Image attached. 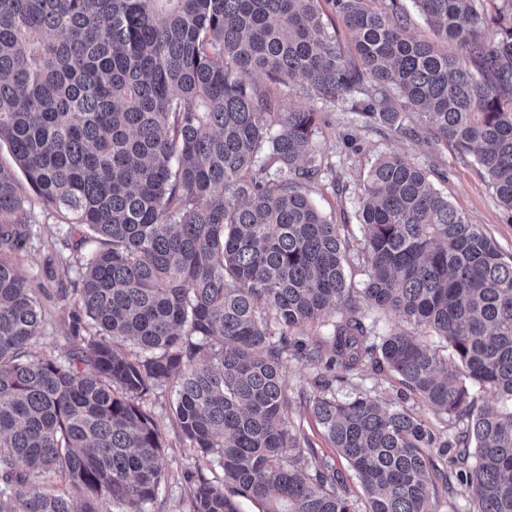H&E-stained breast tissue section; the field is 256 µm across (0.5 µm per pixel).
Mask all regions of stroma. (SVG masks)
Instances as JSON below:
<instances>
[{
  "mask_svg": "<svg viewBox=\"0 0 512 512\" xmlns=\"http://www.w3.org/2000/svg\"><path fill=\"white\" fill-rule=\"evenodd\" d=\"M323 112L324 122L317 142L329 161L335 164L339 183L333 186L325 180L312 185L310 196L322 211L333 216L336 223L357 224L358 197L370 167L380 154L395 150L410 162L431 168L430 178L435 187L469 223L479 225L504 259L512 258V213L498 202L487 178L475 165L460 160L451 148L436 146L427 140L393 141L372 129H351L346 104L324 107ZM28 207L36 222L27 244L12 262L33 289L42 308L43 334L33 346V353H49L62 359L69 350L65 335L73 304L59 299L57 290L61 282L74 277L77 256L60 243L67 231L62 217L33 195L28 198ZM283 362L291 398L288 408L291 429L307 438L322 453L334 455L335 450L321 425L310 408L298 399L301 390L312 389L317 370L300 362L290 352L284 354ZM401 389L393 373L368 368L350 375L347 383L337 386L336 394L345 398L361 391L393 402L404 401L406 408L424 419L435 433L447 435V420L441 419L417 396L401 398ZM175 398V385L170 382L157 387L144 401L165 440L158 460L163 480L146 512H190L186 475L199 472L211 480L223 477L218 455L201 454L180 434L172 416Z\"/></svg>",
  "mask_w": 512,
  "mask_h": 512,
  "instance_id": "1",
  "label": "stroma"
}]
</instances>
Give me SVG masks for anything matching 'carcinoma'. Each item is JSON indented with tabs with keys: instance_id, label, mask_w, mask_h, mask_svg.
I'll use <instances>...</instances> for the list:
<instances>
[{
	"instance_id": "1",
	"label": "carcinoma",
	"mask_w": 512,
	"mask_h": 512,
	"mask_svg": "<svg viewBox=\"0 0 512 512\" xmlns=\"http://www.w3.org/2000/svg\"><path fill=\"white\" fill-rule=\"evenodd\" d=\"M329 2L333 17L321 0H0V143L16 166H0V512H144L163 436L142 399L171 380L175 424L224 471L187 476L190 512H238L237 495L262 512H439L457 486L474 491L467 512H512V262L391 151L359 197L369 275L349 286L351 226L304 192L324 171L319 113L272 94L297 78L356 127L450 143L512 211V0H414L459 56L411 35L399 0ZM26 187L80 227L65 246L89 248L60 289L75 307L63 361L31 352L41 311L1 260L31 234ZM372 311L449 353L377 334ZM289 349L330 373L302 399L362 510L288 425ZM364 367L397 375L448 435L366 393L337 398ZM43 473L78 497L44 492ZM373 317L379 319L378 323L376 324V331L380 334H387L395 329H401L404 331L412 332L415 336H418L419 339L428 343L432 348H438L440 350V353H446L444 351H441L442 348H439L441 344H439L436 339L430 336H422L420 329H417L413 325H409L406 322H403L399 317L395 316L394 314H369L368 322H371L373 320Z\"/></svg>"
}]
</instances>
